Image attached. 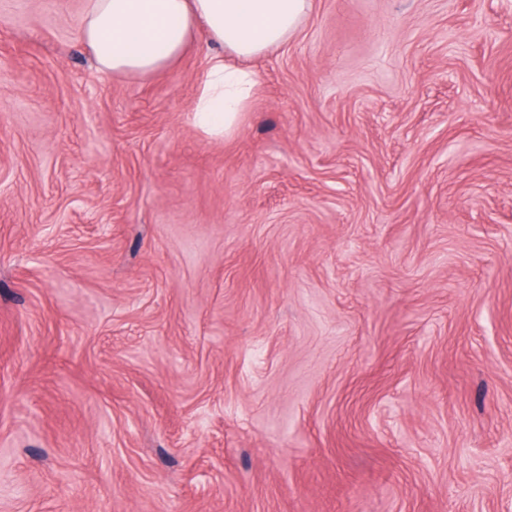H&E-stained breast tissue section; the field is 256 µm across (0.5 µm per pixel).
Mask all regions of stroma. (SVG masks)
Segmentation results:
<instances>
[{"label":"stroma","instance_id":"1","mask_svg":"<svg viewBox=\"0 0 512 512\" xmlns=\"http://www.w3.org/2000/svg\"><path fill=\"white\" fill-rule=\"evenodd\" d=\"M0 0V512H512V0H310L96 68Z\"/></svg>","mask_w":512,"mask_h":512}]
</instances>
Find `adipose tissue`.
Instances as JSON below:
<instances>
[{
	"label": "adipose tissue",
	"instance_id": "1",
	"mask_svg": "<svg viewBox=\"0 0 512 512\" xmlns=\"http://www.w3.org/2000/svg\"><path fill=\"white\" fill-rule=\"evenodd\" d=\"M308 7L309 0H89L81 36L100 70L146 75L176 60L204 25L220 52L195 111L202 127L220 132L243 110L252 85L225 54L250 58L287 41Z\"/></svg>",
	"mask_w": 512,
	"mask_h": 512
}]
</instances>
